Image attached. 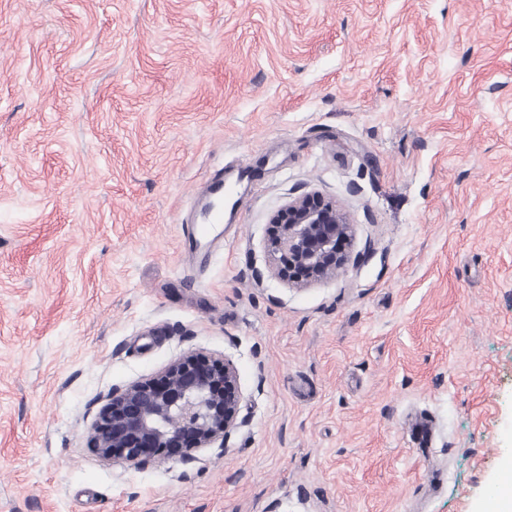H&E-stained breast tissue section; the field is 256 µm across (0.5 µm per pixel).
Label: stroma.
<instances>
[{"instance_id":"stroma-1","label":"stroma","mask_w":512,"mask_h":512,"mask_svg":"<svg viewBox=\"0 0 512 512\" xmlns=\"http://www.w3.org/2000/svg\"><path fill=\"white\" fill-rule=\"evenodd\" d=\"M310 191L351 258L296 288L267 222ZM190 350L237 368L226 448H89L102 396ZM510 488L512 0H0V512Z\"/></svg>"}]
</instances>
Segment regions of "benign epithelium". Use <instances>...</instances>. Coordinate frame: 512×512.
<instances>
[{
	"label": "benign epithelium",
	"instance_id": "benign-epithelium-1",
	"mask_svg": "<svg viewBox=\"0 0 512 512\" xmlns=\"http://www.w3.org/2000/svg\"><path fill=\"white\" fill-rule=\"evenodd\" d=\"M272 274L296 286L329 279L347 264L353 225L317 192L298 196L269 217ZM242 393L232 360L190 351L157 374L101 398L87 436L103 458L139 467L155 459H195L226 447Z\"/></svg>",
	"mask_w": 512,
	"mask_h": 512
}]
</instances>
